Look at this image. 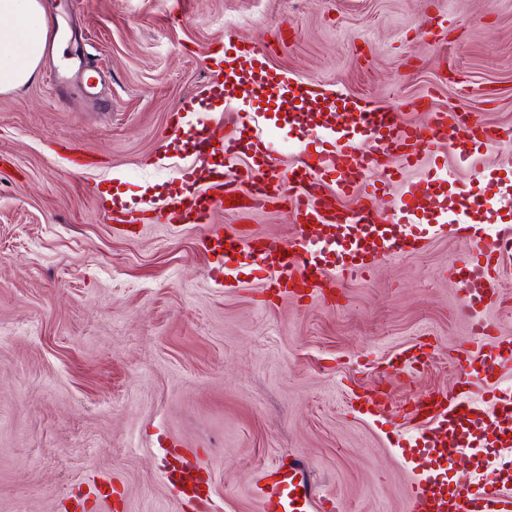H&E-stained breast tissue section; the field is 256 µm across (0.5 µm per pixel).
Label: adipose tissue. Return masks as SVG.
<instances>
[{
  "mask_svg": "<svg viewBox=\"0 0 512 512\" xmlns=\"http://www.w3.org/2000/svg\"><path fill=\"white\" fill-rule=\"evenodd\" d=\"M47 30L48 18L39 0H0V92L33 79Z\"/></svg>",
  "mask_w": 512,
  "mask_h": 512,
  "instance_id": "1",
  "label": "adipose tissue"
}]
</instances>
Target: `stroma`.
I'll return each mask as SVG.
<instances>
[{"label": "stroma", "instance_id": "stroma-1", "mask_svg": "<svg viewBox=\"0 0 512 512\" xmlns=\"http://www.w3.org/2000/svg\"><path fill=\"white\" fill-rule=\"evenodd\" d=\"M74 28L70 43L102 79L99 104L51 91V60L34 80L0 93V512H199L163 479L165 448L201 463L209 512H260L256 483L295 458L317 497L343 512H404L413 464L398 431L353 412L356 394L383 388L388 406L452 389L473 322L512 339V253L501 297L465 313L453 271L464 250L453 227L418 253L384 260L335 303L273 296L243 268L215 285L199 229L162 211L115 232L113 202L158 200L180 188L190 132L169 115L205 94L225 49L273 43L268 64L292 83L365 96L426 125L431 108L474 113L512 128V0H40ZM250 94L193 114L217 136L252 139L225 123ZM267 161L278 170L310 140L280 109ZM63 139L91 157L76 169ZM457 212L492 231L512 229V142L445 157ZM482 184L474 207L470 189ZM225 231L281 245L285 207L246 216L216 210ZM423 345L413 377L384 371L389 354ZM499 451L459 457L448 488L476 475L512 486ZM115 488L97 497L101 482Z\"/></svg>", "mask_w": 512, "mask_h": 512}]
</instances>
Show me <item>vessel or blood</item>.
Instances as JSON below:
<instances>
[{
  "instance_id": "vessel-or-blood-1",
  "label": "vessel or blood",
  "mask_w": 512,
  "mask_h": 512,
  "mask_svg": "<svg viewBox=\"0 0 512 512\" xmlns=\"http://www.w3.org/2000/svg\"><path fill=\"white\" fill-rule=\"evenodd\" d=\"M265 57L261 47L253 49L246 62L229 56L223 62L236 81L249 83L253 91H289L288 81L266 69ZM208 108L206 98H187L171 116V131L181 130L184 114ZM297 119L312 129L310 146L297 153L284 173L250 167L245 173L229 174L202 167V160L217 154L229 162L245 150L265 156L269 142L259 134L243 146L235 140H214L204 128L195 132L197 163L181 171L182 191L164 206L169 222L201 229L200 242L213 258L211 272L221 285H230L240 269L248 266L277 296L331 300L354 277L368 273L376 261L425 247L436 227L424 222L421 214L433 187L446 184L449 175L424 172L408 185L389 219L364 204L345 207V199L367 191L372 176L389 178L391 159L411 168L424 153L432 152L454 154L464 162L468 156L460 152V144L512 139L511 128L488 127L472 114L437 111L430 125L420 129L400 121L397 113L347 96L329 103L325 117L302 112ZM242 181L247 184L243 190L238 187ZM277 201L289 206L296 230L284 250L257 236L224 234L210 222L218 206L233 212L259 211ZM312 224L319 226V235L309 233ZM454 226L465 248L456 271L465 311L495 304L500 298L497 267L503 253L512 249V237L478 235L472 233L470 224L459 220ZM468 346L472 361L460 366L452 391L419 397L411 412L419 428L404 434L399 450L404 455L430 457L435 467L412 480L405 512H512V488L490 487L483 478L449 492L443 489L450 454L484 448L491 442L512 447V388L486 384L496 367L512 363V340L497 337L495 324L486 321L474 325ZM419 361L412 348H403L388 356L387 370L402 375ZM473 420L482 425L484 437L469 435L466 424ZM199 472L196 465H173L165 479L179 498L200 500L209 491ZM258 493L262 512H338L340 508L338 502L315 499L298 464L267 472Z\"/></svg>"
}]
</instances>
